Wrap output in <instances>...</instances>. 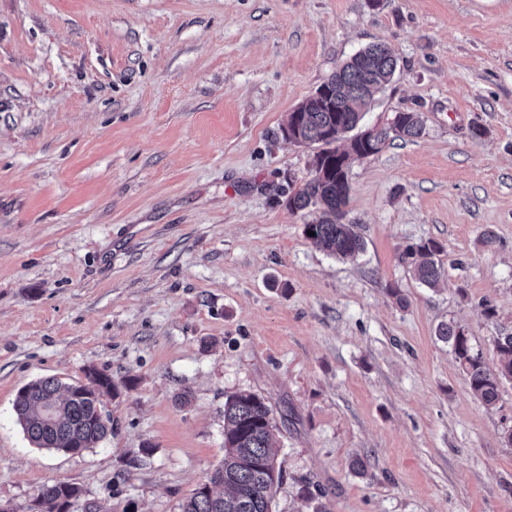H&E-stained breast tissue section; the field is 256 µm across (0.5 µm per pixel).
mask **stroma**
I'll return each mask as SVG.
<instances>
[{"label": "stroma", "mask_w": 512, "mask_h": 512, "mask_svg": "<svg viewBox=\"0 0 512 512\" xmlns=\"http://www.w3.org/2000/svg\"><path fill=\"white\" fill-rule=\"evenodd\" d=\"M379 42L398 65L364 126L424 131L350 161L365 249L339 260L288 207L315 149L281 130ZM428 239L434 288L400 260ZM443 321L497 366L512 0H0V502L31 512L61 480L74 512H180L249 391L279 425L271 512H512V381L478 401ZM91 366L122 386L111 436L30 443L17 391Z\"/></svg>", "instance_id": "35a3bbf8"}]
</instances>
